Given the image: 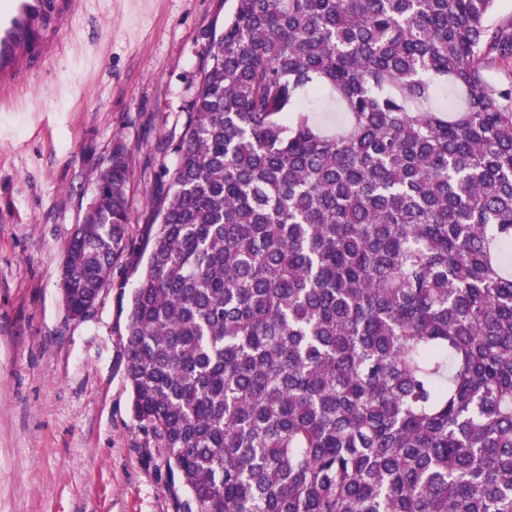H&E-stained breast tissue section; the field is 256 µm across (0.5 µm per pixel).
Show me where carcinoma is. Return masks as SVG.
<instances>
[{"label": "carcinoma", "mask_w": 512, "mask_h": 512, "mask_svg": "<svg viewBox=\"0 0 512 512\" xmlns=\"http://www.w3.org/2000/svg\"><path fill=\"white\" fill-rule=\"evenodd\" d=\"M495 3L232 0L126 324L134 417L194 512H512ZM128 180L116 151L68 245L75 318L128 246Z\"/></svg>", "instance_id": "obj_1"}]
</instances>
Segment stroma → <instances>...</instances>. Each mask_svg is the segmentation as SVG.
<instances>
[{
	"label": "stroma",
	"mask_w": 512,
	"mask_h": 512,
	"mask_svg": "<svg viewBox=\"0 0 512 512\" xmlns=\"http://www.w3.org/2000/svg\"><path fill=\"white\" fill-rule=\"evenodd\" d=\"M228 0H84L45 72L0 108V512H183L132 413L131 295ZM131 244L90 315L61 293L66 251L115 148Z\"/></svg>",
	"instance_id": "stroma-1"
}]
</instances>
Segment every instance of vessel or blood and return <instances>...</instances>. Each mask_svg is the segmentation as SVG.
<instances>
[{"label":"vessel or blood","instance_id":"obj_1","mask_svg":"<svg viewBox=\"0 0 512 512\" xmlns=\"http://www.w3.org/2000/svg\"><path fill=\"white\" fill-rule=\"evenodd\" d=\"M81 0H0V102L42 73Z\"/></svg>","mask_w":512,"mask_h":512}]
</instances>
